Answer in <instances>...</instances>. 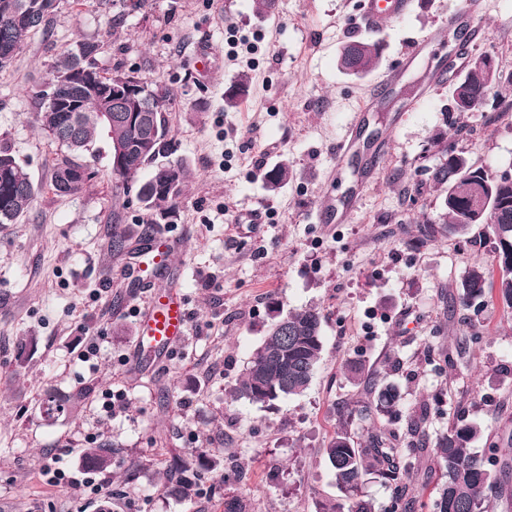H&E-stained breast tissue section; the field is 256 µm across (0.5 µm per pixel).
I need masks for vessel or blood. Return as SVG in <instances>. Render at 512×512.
Masks as SVG:
<instances>
[{
    "label": "vessel or blood",
    "instance_id": "1",
    "mask_svg": "<svg viewBox=\"0 0 512 512\" xmlns=\"http://www.w3.org/2000/svg\"><path fill=\"white\" fill-rule=\"evenodd\" d=\"M413 0H362L360 26L365 30L381 27L386 20L408 14ZM485 0H463L457 13L451 15L452 24H465L466 44L484 41L488 31L482 23ZM138 246L148 258L151 271L147 275H130L129 281L137 288L145 303L139 312V325L147 338L171 350L185 336L188 314L176 277L168 276L169 260L179 248L177 238L152 233L140 239Z\"/></svg>",
    "mask_w": 512,
    "mask_h": 512
}]
</instances>
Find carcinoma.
I'll use <instances>...</instances> for the list:
<instances>
[{
  "instance_id": "carcinoma-1",
  "label": "carcinoma",
  "mask_w": 512,
  "mask_h": 512,
  "mask_svg": "<svg viewBox=\"0 0 512 512\" xmlns=\"http://www.w3.org/2000/svg\"><path fill=\"white\" fill-rule=\"evenodd\" d=\"M58 0H0V69L23 50L27 40L43 29L47 18L57 8ZM102 46L82 41L75 48L62 51L49 65L46 79L34 92L38 102V123L62 149L52 172V186L77 169L87 172L85 179L69 187L68 194L86 190L96 172L87 162L94 155L99 132L108 139L109 152L124 148L123 164L111 167L112 177L126 189L136 190V199L151 216L176 208L188 177L187 168L176 156L177 146L170 126V112L176 104L173 91L165 86L148 85L151 110L158 127L134 126L124 120L108 123L100 119L105 108L103 93L111 76L101 72L97 56ZM383 41L363 36L345 43L339 50L338 68L346 75L364 77L382 62ZM89 71L95 87L78 88L63 83L77 68ZM512 86V73L503 75L494 58L480 54L470 60L464 76L451 91L447 112H470L500 97L501 89ZM246 76H241L224 93L228 108L237 106L246 94ZM165 159L173 163V186L159 189L153 169ZM434 184L443 188V230L450 236L464 238L472 227L482 224L494 242L495 267L470 268L461 279L451 303L463 309L480 311L488 298L512 309V173L489 175L462 153H450L440 164L427 168ZM292 171L279 163L264 175L268 191L275 192L288 183ZM38 188L12 154L7 141H0V227L17 224L33 203ZM323 316L313 307L294 309L282 314L271 310V321L262 342L252 351L243 372L231 388L236 400L250 404L272 405L274 402L302 395L309 387L323 351ZM369 407L390 418L399 416L400 391L396 384L370 377L366 383ZM76 408L75 398H64L50 391L43 400L49 419ZM426 407L406 417V432L379 430L367 443L353 439L348 421L341 422L324 448L325 459L333 473L338 501L322 506L321 512H375L372 499L363 494L366 477L378 476L391 489L388 512H407V486L402 476L411 468V455L426 450L428 443L423 423ZM488 426L479 421L460 419L448 426V433L436 438L434 461L441 473V483L431 502L432 512H486L493 499L507 495V481L502 473L491 470L490 460L477 455L472 445L485 438ZM406 439V452L397 448ZM117 449L95 445L83 450L82 464L92 470L105 471L112 465ZM174 476L164 486V493L178 499L196 494L198 480L213 472L224 478L221 459L206 448L180 459L173 467Z\"/></svg>"
}]
</instances>
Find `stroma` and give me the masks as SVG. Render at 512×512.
<instances>
[{"mask_svg": "<svg viewBox=\"0 0 512 512\" xmlns=\"http://www.w3.org/2000/svg\"><path fill=\"white\" fill-rule=\"evenodd\" d=\"M487 3L489 37L470 53L490 54L507 74L512 0ZM461 4L415 0L379 29L387 68L420 37L435 40L368 114L359 152L338 168L336 143L381 77L337 67L340 46L359 33L357 0H278L266 17L252 0H146L139 9L61 0L0 69V139L38 189L21 222L0 227V512H96L108 499L114 512H225L239 497L249 512H319L336 496L323 450L340 416L351 414L360 442L390 424L365 410L363 385L346 374L352 361L398 385L402 411L429 405V439L457 417L484 421L512 484V311L488 306L475 344L464 311L450 307L468 268L492 267L493 242L480 224L463 240L438 229L442 191L426 173L448 149L489 175L512 171V91L496 106L445 112L467 65L448 24ZM80 41L103 42L104 72L120 63L177 96L170 124L189 179L157 228L183 242L171 261L190 322L162 364L152 355L128 362L144 299L119 278L131 255L113 251L112 232L142 234L147 215L116 189L105 137L84 193L50 187L60 148L39 128L33 93L56 54ZM242 73L248 94L225 108ZM386 137L376 179L359 188L365 150ZM283 160L294 177L268 192L263 176ZM356 190V211L337 223ZM254 209L263 223L236 230L234 217ZM425 222L436 226L427 238ZM309 305L324 316V349L308 390L271 407L232 400L272 307ZM93 341L100 351L90 364L82 355ZM433 350L449 363H430ZM53 389L78 396L75 413L44 418ZM108 399L110 414L101 408ZM106 442L118 449L112 468L83 467V448ZM202 446L242 480L208 473L193 499L163 494L173 459ZM437 478L431 452L418 454L405 479L411 512H426Z\"/></svg>", "mask_w": 512, "mask_h": 512, "instance_id": "obj_1", "label": "stroma"}]
</instances>
